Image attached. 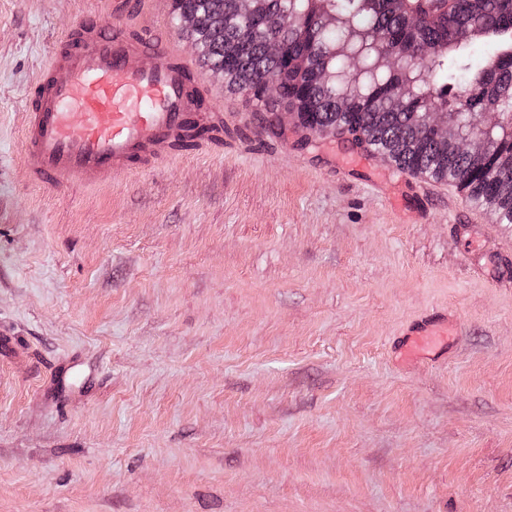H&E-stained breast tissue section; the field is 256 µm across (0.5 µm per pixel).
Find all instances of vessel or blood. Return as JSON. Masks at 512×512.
<instances>
[{
	"mask_svg": "<svg viewBox=\"0 0 512 512\" xmlns=\"http://www.w3.org/2000/svg\"><path fill=\"white\" fill-rule=\"evenodd\" d=\"M122 21L80 20L55 48L26 118L22 159L40 183L111 181L137 160L166 157L210 89L173 43L154 37L144 13L112 0ZM154 54L145 66V54ZM448 316L422 318L400 347L404 359L447 342Z\"/></svg>",
	"mask_w": 512,
	"mask_h": 512,
	"instance_id": "1",
	"label": "vessel or blood"
}]
</instances>
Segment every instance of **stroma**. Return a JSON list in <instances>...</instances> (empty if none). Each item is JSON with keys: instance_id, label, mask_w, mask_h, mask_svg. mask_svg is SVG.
I'll list each match as a JSON object with an SVG mask.
<instances>
[{"instance_id": "obj_1", "label": "stroma", "mask_w": 512, "mask_h": 512, "mask_svg": "<svg viewBox=\"0 0 512 512\" xmlns=\"http://www.w3.org/2000/svg\"><path fill=\"white\" fill-rule=\"evenodd\" d=\"M91 13L0 0V512H512V224L208 70L223 145L36 183L24 116ZM448 315L433 314L415 323L408 332L400 347L404 359H414L425 352H433L447 343L450 336Z\"/></svg>"}]
</instances>
